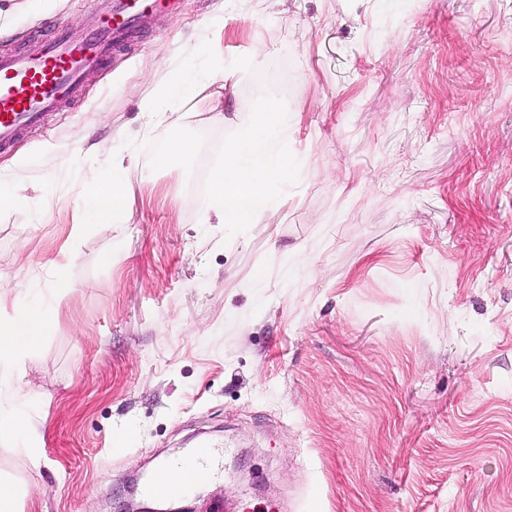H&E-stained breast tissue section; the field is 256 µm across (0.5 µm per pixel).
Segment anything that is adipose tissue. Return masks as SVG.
<instances>
[{"mask_svg":"<svg viewBox=\"0 0 512 512\" xmlns=\"http://www.w3.org/2000/svg\"><path fill=\"white\" fill-rule=\"evenodd\" d=\"M233 74L221 51L190 53L176 75L154 84L141 103L150 121L163 122L216 84L228 85ZM288 109L269 100L254 109L249 124L224 143V162L209 183L206 210L211 222L240 226L253 223L263 211L276 206L274 186L285 180L292 163L275 144V134L286 127ZM135 159L127 154L122 136L112 139V175L102 181L88 176L78 201L80 223H122L128 210L126 175ZM42 337V316L31 308L8 322H0V369L21 360Z\"/></svg>","mask_w":512,"mask_h":512,"instance_id":"ef3b65f1","label":"adipose tissue"}]
</instances>
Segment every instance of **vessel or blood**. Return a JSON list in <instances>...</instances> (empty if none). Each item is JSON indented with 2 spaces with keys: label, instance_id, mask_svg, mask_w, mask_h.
<instances>
[{
  "label": "vessel or blood",
  "instance_id": "b4317fda",
  "mask_svg": "<svg viewBox=\"0 0 512 512\" xmlns=\"http://www.w3.org/2000/svg\"><path fill=\"white\" fill-rule=\"evenodd\" d=\"M177 0H95L92 29L82 38L54 26L49 37L0 54V150L38 129L46 113L58 111L80 92L88 71L107 66L114 52L154 14L173 9ZM218 452L197 449L189 463L161 462L146 490L184 493L211 474Z\"/></svg>",
  "mask_w": 512,
  "mask_h": 512
}]
</instances>
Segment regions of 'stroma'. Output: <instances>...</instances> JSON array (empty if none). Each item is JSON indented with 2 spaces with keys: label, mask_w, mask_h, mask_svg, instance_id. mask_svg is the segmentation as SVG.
<instances>
[{
  "label": "stroma",
  "mask_w": 512,
  "mask_h": 512,
  "mask_svg": "<svg viewBox=\"0 0 512 512\" xmlns=\"http://www.w3.org/2000/svg\"><path fill=\"white\" fill-rule=\"evenodd\" d=\"M93 0H0V53ZM216 44L240 99L290 65L278 205L204 223V186L249 120L203 101L151 127L149 84ZM124 132L125 223L79 225L86 175ZM196 141L161 164L170 135ZM0 319L44 298L43 337L0 380L20 512H512V0H180L0 152ZM71 287L50 296L55 280ZM218 439L221 480L142 492ZM23 430L28 445L23 448L27 457L33 462L38 463L41 460V447H40V431L39 428L30 420L20 421L16 416L2 417L0 416V437L12 435L18 431Z\"/></svg>",
  "instance_id": "obj_1"
}]
</instances>
